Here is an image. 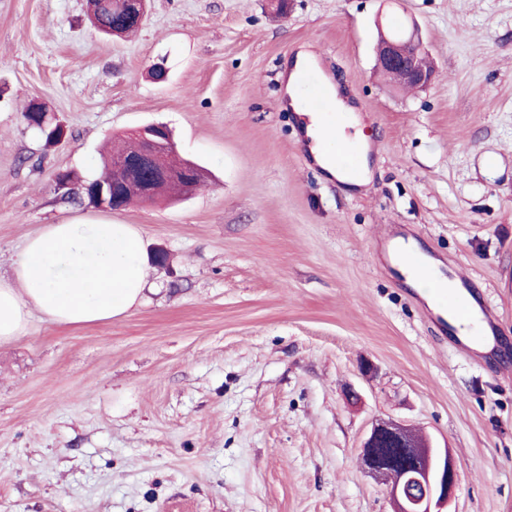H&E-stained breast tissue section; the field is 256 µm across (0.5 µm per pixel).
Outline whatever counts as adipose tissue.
Masks as SVG:
<instances>
[{
	"instance_id": "obj_1",
	"label": "adipose tissue",
	"mask_w": 512,
	"mask_h": 512,
	"mask_svg": "<svg viewBox=\"0 0 512 512\" xmlns=\"http://www.w3.org/2000/svg\"><path fill=\"white\" fill-rule=\"evenodd\" d=\"M147 261L133 225L77 218L29 238L12 278H0V344L26 334L32 313L56 325L126 316L139 306Z\"/></svg>"
}]
</instances>
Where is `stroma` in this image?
Returning <instances> with one entry per match:
<instances>
[{"instance_id": "stroma-1", "label": "stroma", "mask_w": 512, "mask_h": 512, "mask_svg": "<svg viewBox=\"0 0 512 512\" xmlns=\"http://www.w3.org/2000/svg\"><path fill=\"white\" fill-rule=\"evenodd\" d=\"M410 21L436 74L404 92L375 47ZM301 52L356 110L364 185L300 150L281 74ZM34 102L62 142L27 125ZM153 123L202 167L194 195L108 215L64 198L58 174L93 177ZM106 215L168 265L124 318L36 317L0 346V512H391L360 459L379 419L448 449L449 512H512V359L456 345L382 244L464 278L512 349V0H292L284 19L148 0L124 38L85 0H0V277L43 225Z\"/></svg>"}]
</instances>
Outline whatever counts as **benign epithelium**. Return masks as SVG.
<instances>
[{"label": "benign epithelium", "instance_id": "benign-epithelium-1", "mask_svg": "<svg viewBox=\"0 0 512 512\" xmlns=\"http://www.w3.org/2000/svg\"><path fill=\"white\" fill-rule=\"evenodd\" d=\"M418 29L402 34H382L377 48L380 68L398 72L402 83L421 89L429 85L435 71ZM146 150L132 162L134 169H147L156 178H167L185 169L170 164L167 149L173 145L170 128L163 123L141 130ZM86 204L99 209L111 207L108 189L98 186L84 194ZM367 472L376 481L387 472L397 473L387 485L392 512H447L459 487V477L448 450L433 446L431 438L413 427L393 420L373 424L361 445Z\"/></svg>", "mask_w": 512, "mask_h": 512}]
</instances>
